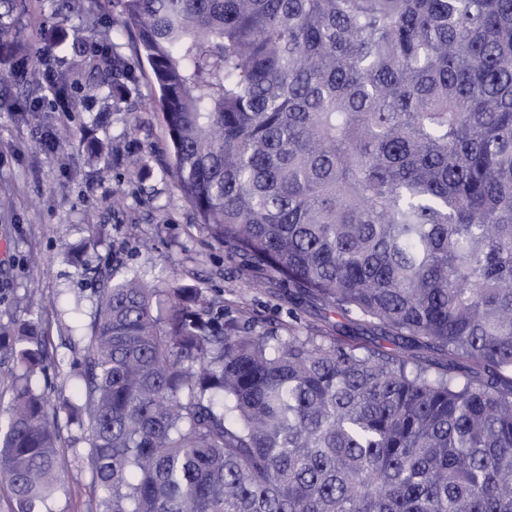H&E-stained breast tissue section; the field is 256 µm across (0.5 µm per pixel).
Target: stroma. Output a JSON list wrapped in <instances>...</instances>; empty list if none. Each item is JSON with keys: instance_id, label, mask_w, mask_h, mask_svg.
<instances>
[{"instance_id": "stroma-1", "label": "stroma", "mask_w": 512, "mask_h": 512, "mask_svg": "<svg viewBox=\"0 0 512 512\" xmlns=\"http://www.w3.org/2000/svg\"><path fill=\"white\" fill-rule=\"evenodd\" d=\"M80 38L85 51L113 34L115 49L135 79L121 107L85 95L97 71L73 67L70 57L34 34L37 21ZM111 0H0L9 43L25 47L30 67L15 79L0 60V322L41 317L50 337L46 369L32 378L51 405L77 390L73 364L82 359L97 309V275L171 277L207 288L221 303H243L263 320L304 328L315 312L291 310L286 295L255 286L240 261L198 223L176 182L163 176L170 141L154 103L151 69L136 32L119 31ZM75 69L72 102L60 106L47 79ZM100 141L108 152L90 156ZM85 429L62 430V490L55 512H91V473L78 456Z\"/></svg>"}]
</instances>
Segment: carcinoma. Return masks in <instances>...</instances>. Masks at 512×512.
I'll return each instance as SVG.
<instances>
[{
  "mask_svg": "<svg viewBox=\"0 0 512 512\" xmlns=\"http://www.w3.org/2000/svg\"><path fill=\"white\" fill-rule=\"evenodd\" d=\"M116 5L198 222L341 321L101 272L53 415L43 322L0 323L17 512H53L64 424L87 425L95 512H512V0ZM103 59L118 105L131 72Z\"/></svg>",
  "mask_w": 512,
  "mask_h": 512,
  "instance_id": "1",
  "label": "carcinoma"
}]
</instances>
